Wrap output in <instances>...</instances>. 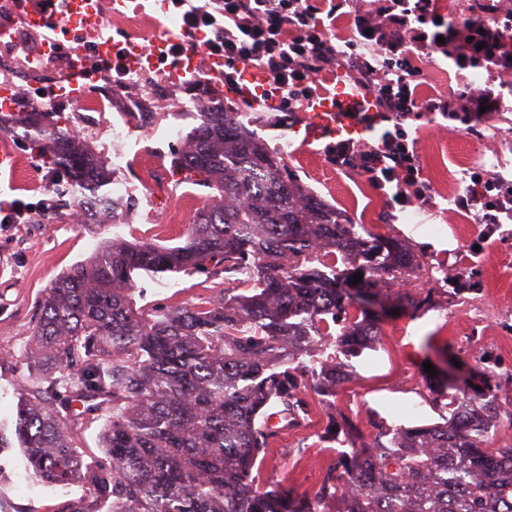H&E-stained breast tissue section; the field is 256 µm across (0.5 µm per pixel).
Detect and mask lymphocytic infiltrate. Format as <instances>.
Instances as JSON below:
<instances>
[{
	"label": "lymphocytic infiltrate",
	"mask_w": 512,
	"mask_h": 512,
	"mask_svg": "<svg viewBox=\"0 0 512 512\" xmlns=\"http://www.w3.org/2000/svg\"><path fill=\"white\" fill-rule=\"evenodd\" d=\"M162 8L180 20V35L169 41L161 65H168L184 48L185 40H194L203 56L225 58L220 77L198 71L192 87L214 93L217 85L236 84L242 78V65L252 57L264 56L279 75L292 71L299 55L312 54L315 45L306 28L311 18L298 0H162ZM243 19L240 40L225 32L226 20ZM290 24L303 26L304 32L293 48L283 46L282 34Z\"/></svg>",
	"instance_id": "obj_1"
}]
</instances>
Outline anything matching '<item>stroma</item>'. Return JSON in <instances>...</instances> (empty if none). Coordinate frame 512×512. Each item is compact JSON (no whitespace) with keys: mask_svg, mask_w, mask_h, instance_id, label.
I'll list each match as a JSON object with an SVG mask.
<instances>
[{"mask_svg":"<svg viewBox=\"0 0 512 512\" xmlns=\"http://www.w3.org/2000/svg\"><path fill=\"white\" fill-rule=\"evenodd\" d=\"M141 21L112 18L109 30H120L142 42L175 31L178 20L164 13L158 0L146 7ZM66 68L52 64L41 85L58 89ZM163 75L162 70L143 72L140 85L118 94L106 115L73 111L72 99L59 91L55 101L38 97L15 100L1 120L21 112H48L53 120L68 119L83 128V138L103 163L111 161L110 130L124 135L126 163L113 170L112 179L129 187L124 206L113 221L75 224L71 215L77 197L61 191L65 179L55 173L29 143L17 140L19 189L0 192V206L14 202L36 205V212L20 224L0 223V420L13 419L19 390L28 380L25 361L30 331L39 318L45 288L70 267L88 260L112 239L151 243L166 247L183 244L196 212L209 202L211 189L185 179L176 171L177 157L196 121L185 114L183 103L202 104L204 93L182 91L181 105L155 122L142 119L149 111L147 92ZM177 127V136L166 133ZM287 164L300 180L329 202L344 205L348 185L325 170L321 162L306 155L288 157ZM480 245L482 280L472 299L441 308L414 312L394 310L390 301L377 307L380 343L360 356L346 357L353 371L351 380L328 399L306 392L309 417L297 428L281 432L267 448L255 470L261 489L285 487L301 495L312 491L324 478L329 465L350 453L354 436L371 435L370 417L391 425L412 427L439 422L441 413L430 404L424 381V363L438 374L456 378L465 374L476 358H485L496 372L512 374V252L492 242L478 243L463 235L460 249ZM225 287L223 280H208L182 272L152 276L135 273L131 298L134 308L201 305ZM26 452L8 448L0 452V501L10 512H52L64 499L80 497L84 488L75 482L67 487L31 482L25 494L15 492L18 475L27 473Z\"/></svg>","mask_w":512,"mask_h":512,"instance_id":"stroma-1","label":"stroma"}]
</instances>
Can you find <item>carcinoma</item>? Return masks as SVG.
I'll use <instances>...</instances> for the list:
<instances>
[{
	"mask_svg": "<svg viewBox=\"0 0 512 512\" xmlns=\"http://www.w3.org/2000/svg\"><path fill=\"white\" fill-rule=\"evenodd\" d=\"M499 41L494 30L450 22L448 60L512 76V51ZM357 92L378 112L399 109L367 79ZM494 92L486 86L446 112L479 113ZM194 117L178 168L216 194L184 245L114 239L44 291L26 355L34 373L13 429L36 480L84 485L83 496L53 512H512V444L487 447L491 432L512 424V397L488 368L478 387L439 391L442 423H373L371 441L330 465L315 491H258L257 459L305 420L304 390L334 396L352 377L315 349L376 348L381 285L410 281L423 263L404 241L353 223L304 185L234 110L211 106ZM0 133L27 141L65 174L86 214L97 204L117 212L108 171L73 132L32 117ZM137 271L226 282L246 274L262 287L233 296L226 288L202 307L137 312ZM463 292L407 290L400 300L415 310L434 294L450 303ZM102 410L104 458L88 462L77 439L85 416Z\"/></svg>",
	"mask_w": 512,
	"mask_h": 512,
	"instance_id": "cac0c4a2",
	"label": "carcinoma"
}]
</instances>
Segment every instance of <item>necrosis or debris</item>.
I'll return each mask as SVG.
<instances>
[{"label": "necrosis or debris", "instance_id": "necrosis-or-debris-1", "mask_svg": "<svg viewBox=\"0 0 512 512\" xmlns=\"http://www.w3.org/2000/svg\"><path fill=\"white\" fill-rule=\"evenodd\" d=\"M497 0H305L315 23L326 67L295 80L296 118L317 106L348 103L355 111L335 141L320 149L324 163L353 184L377 193L382 207L402 224L447 223L474 228L479 237L512 244V77L502 80L482 118L463 115L452 126L468 145L458 152L436 122L449 97L466 94L491 78L489 70L450 71L436 22L452 19L499 32L512 41V14ZM376 18L403 25L401 39L377 42ZM371 58L374 81L386 84L406 104L383 115L362 111L351 62ZM434 155L436 168L423 159Z\"/></svg>", "mask_w": 512, "mask_h": 512}]
</instances>
